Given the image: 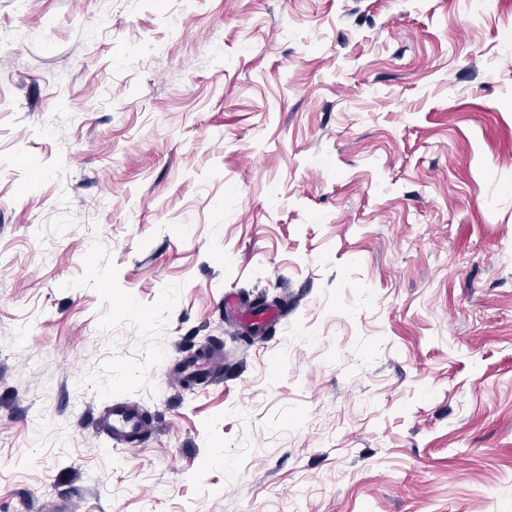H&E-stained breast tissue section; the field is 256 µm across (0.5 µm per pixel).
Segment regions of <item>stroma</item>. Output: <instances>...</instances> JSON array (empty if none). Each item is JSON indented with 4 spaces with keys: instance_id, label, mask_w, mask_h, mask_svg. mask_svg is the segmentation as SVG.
<instances>
[{
    "instance_id": "35a3bbf8",
    "label": "stroma",
    "mask_w": 512,
    "mask_h": 512,
    "mask_svg": "<svg viewBox=\"0 0 512 512\" xmlns=\"http://www.w3.org/2000/svg\"><path fill=\"white\" fill-rule=\"evenodd\" d=\"M62 497L512 512V0H0V512ZM236 313L244 323L257 328H268L273 326L275 331V326L278 323L277 312L263 306L255 305L248 308H242L240 303H238ZM100 425L112 437L114 446L140 443L149 432L150 423L138 408L123 401H113Z\"/></svg>"
}]
</instances>
